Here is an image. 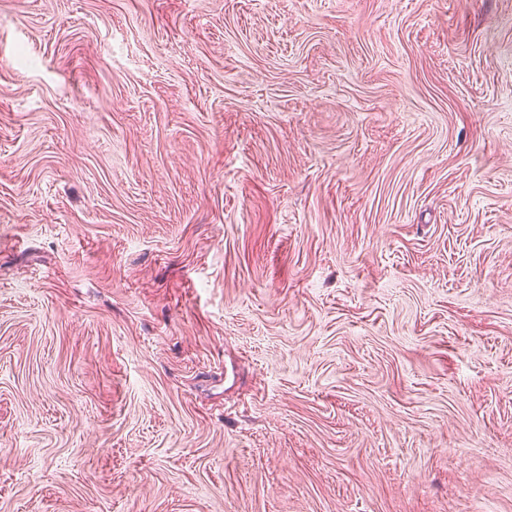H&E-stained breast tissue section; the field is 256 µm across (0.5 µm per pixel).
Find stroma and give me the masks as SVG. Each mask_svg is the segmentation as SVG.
Returning a JSON list of instances; mask_svg holds the SVG:
<instances>
[{"mask_svg": "<svg viewBox=\"0 0 512 512\" xmlns=\"http://www.w3.org/2000/svg\"><path fill=\"white\" fill-rule=\"evenodd\" d=\"M0 512H512V0H0Z\"/></svg>", "mask_w": 512, "mask_h": 512, "instance_id": "1", "label": "stroma"}]
</instances>
